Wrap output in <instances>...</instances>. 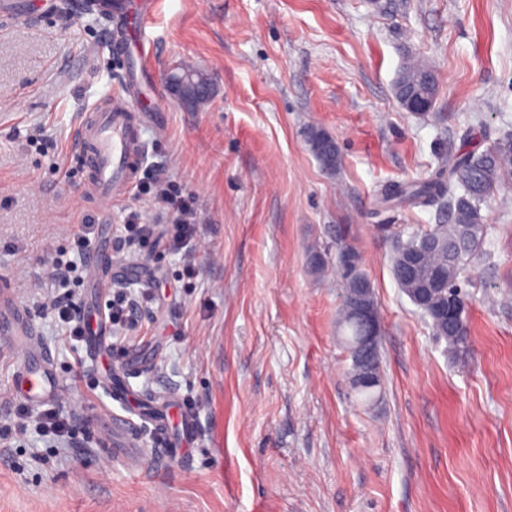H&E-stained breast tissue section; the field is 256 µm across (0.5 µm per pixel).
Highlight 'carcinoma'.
<instances>
[{
  "label": "carcinoma",
  "mask_w": 512,
  "mask_h": 512,
  "mask_svg": "<svg viewBox=\"0 0 512 512\" xmlns=\"http://www.w3.org/2000/svg\"><path fill=\"white\" fill-rule=\"evenodd\" d=\"M431 69L415 60L409 61L396 82L397 98L406 105L401 91L410 87L419 88L424 97L425 115L433 108L438 84L428 81ZM331 139L324 130L311 125L305 131V140L312 153H317L320 143ZM512 183V135L499 138L481 152L466 151L449 153L436 172L412 183H390L381 191V202L398 207H428L443 198H448L451 223L439 224L438 239L448 245L443 252L427 246L425 232H412L407 240L397 239L393 245L392 275L408 297L413 295L417 283L401 276L400 266L404 256L422 255L419 278L424 286L432 289L431 300L436 302L452 295L455 302L454 315L448 323L437 321L432 310H422L435 336L445 340L449 349L463 354L468 349V295L464 291L466 279L461 277L462 266L468 263L484 238L487 227L483 224L482 206L487 204L495 190ZM336 267L342 269L344 300L339 312L338 324L345 347L353 346L363 336L362 324L351 310L354 288L366 277L362 270V257L351 245L340 247L336 255Z\"/></svg>",
  "instance_id": "carcinoma-1"
}]
</instances>
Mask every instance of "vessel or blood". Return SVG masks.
Wrapping results in <instances>:
<instances>
[{"mask_svg":"<svg viewBox=\"0 0 512 512\" xmlns=\"http://www.w3.org/2000/svg\"><path fill=\"white\" fill-rule=\"evenodd\" d=\"M117 18L109 19L113 33V52H129L131 37L123 36V28L133 27L142 9L138 0H117ZM138 95L135 89L116 93L98 103L77 130L83 146L79 155L87 179L86 194L98 209L111 210L113 203L124 200L134 189L142 166L143 141L137 119ZM88 268L94 287L106 289L111 285L112 253L102 246H93L89 252ZM36 327L30 312L21 306L14 289H0V335L28 341ZM108 323L98 317L86 335L88 355L99 356L105 346ZM62 381L53 358L46 350H32L30 358L21 363L15 373L14 390L25 401L34 405L57 402ZM101 437L109 454L131 457L135 454L136 432L127 417L115 413L103 415Z\"/></svg>","mask_w":512,"mask_h":512,"instance_id":"obj_1","label":"vessel or blood"}]
</instances>
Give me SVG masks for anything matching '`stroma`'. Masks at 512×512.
I'll list each match as a JSON object with an SVG mask.
<instances>
[{
    "instance_id": "obj_1",
    "label": "stroma",
    "mask_w": 512,
    "mask_h": 512,
    "mask_svg": "<svg viewBox=\"0 0 512 512\" xmlns=\"http://www.w3.org/2000/svg\"><path fill=\"white\" fill-rule=\"evenodd\" d=\"M26 2L32 21L0 23V282L35 317L63 382L57 406L83 428L69 446L31 429L0 441V512H512V192L481 210L460 357L391 271L394 239L448 223L447 204L380 201L448 152L512 133V0H156L138 23L144 51L125 58L81 0L66 14ZM410 60L438 77L425 116L395 95ZM178 63L214 80L199 111L167 91ZM131 69L150 74L142 98L164 126L144 129L143 170L197 197L190 280L182 254L125 244L131 209L166 221L146 197L108 213L82 201L77 127ZM309 125L335 138L337 174L309 151ZM83 213L117 258L113 286L142 300L133 330H109L113 367L132 365L133 388L164 398L169 436L182 413L197 421L161 468L140 419L139 468L104 459L102 371L32 300L53 258L76 260ZM343 242L380 314L373 404L350 386L337 325Z\"/></svg>"
}]
</instances>
